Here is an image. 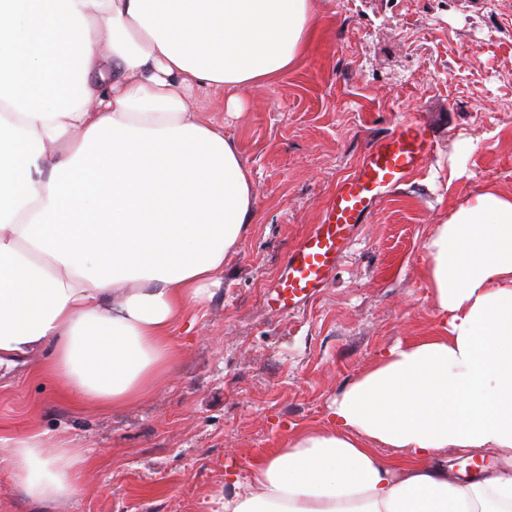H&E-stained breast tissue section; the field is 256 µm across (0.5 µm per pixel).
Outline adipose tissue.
<instances>
[{"label": "adipose tissue", "mask_w": 512, "mask_h": 512, "mask_svg": "<svg viewBox=\"0 0 512 512\" xmlns=\"http://www.w3.org/2000/svg\"><path fill=\"white\" fill-rule=\"evenodd\" d=\"M317 28L314 0H0V366L46 352L99 410L158 387L255 217L235 140L192 94L237 109ZM421 274L446 326L382 353L327 426L227 473L213 512H512V190L453 207ZM0 447L34 503L72 497L89 463L38 431ZM452 449L493 465L459 478Z\"/></svg>", "instance_id": "ef3b65f1"}]
</instances>
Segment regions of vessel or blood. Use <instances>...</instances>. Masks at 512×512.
<instances>
[{"mask_svg":"<svg viewBox=\"0 0 512 512\" xmlns=\"http://www.w3.org/2000/svg\"><path fill=\"white\" fill-rule=\"evenodd\" d=\"M431 148L414 116L376 141L356 170L339 183L320 224L289 254L276 296L281 308H296L326 286L354 226L366 222L389 191L423 166Z\"/></svg>","mask_w":512,"mask_h":512,"instance_id":"b4317fda","label":"vessel or blood"}]
</instances>
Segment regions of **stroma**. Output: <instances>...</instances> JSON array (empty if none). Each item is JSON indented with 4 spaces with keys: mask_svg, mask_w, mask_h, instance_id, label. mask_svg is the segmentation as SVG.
<instances>
[{
    "mask_svg": "<svg viewBox=\"0 0 512 512\" xmlns=\"http://www.w3.org/2000/svg\"><path fill=\"white\" fill-rule=\"evenodd\" d=\"M319 29L272 84L198 94L251 171L256 215L224 283L179 325V355L129 410L77 408L43 355L0 371V433L68 436L92 455L74 495L29 501L0 461V512H210L224 475L328 407L397 341L441 328L423 246L485 185L512 190V0H315ZM433 141L422 168L356 225L327 288L291 313L269 299L289 252L368 150L406 115ZM463 174L450 179L452 165Z\"/></svg>",
    "mask_w": 512,
    "mask_h": 512,
    "instance_id": "1",
    "label": "stroma"
}]
</instances>
